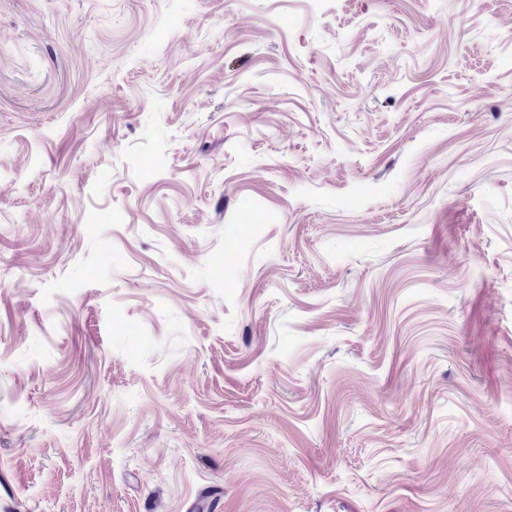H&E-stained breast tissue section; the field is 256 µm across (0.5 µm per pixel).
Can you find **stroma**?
<instances>
[{
    "label": "stroma",
    "instance_id": "stroma-1",
    "mask_svg": "<svg viewBox=\"0 0 512 512\" xmlns=\"http://www.w3.org/2000/svg\"><path fill=\"white\" fill-rule=\"evenodd\" d=\"M512 512V0H0V512Z\"/></svg>",
    "mask_w": 512,
    "mask_h": 512
}]
</instances>
